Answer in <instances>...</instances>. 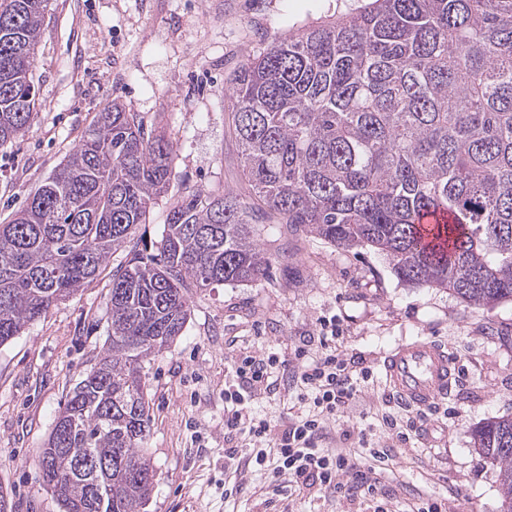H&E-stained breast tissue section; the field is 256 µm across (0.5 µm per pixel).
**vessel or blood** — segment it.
I'll list each match as a JSON object with an SVG mask.
<instances>
[{
  "label": "vessel or blood",
  "mask_w": 512,
  "mask_h": 512,
  "mask_svg": "<svg viewBox=\"0 0 512 512\" xmlns=\"http://www.w3.org/2000/svg\"><path fill=\"white\" fill-rule=\"evenodd\" d=\"M389 387L401 403L427 408L447 397L457 361L441 345L418 340L398 345L382 363Z\"/></svg>",
  "instance_id": "obj_1"
}]
</instances>
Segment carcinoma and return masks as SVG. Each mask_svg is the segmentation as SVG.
I'll return each mask as SVG.
<instances>
[{
  "label": "carcinoma",
  "mask_w": 512,
  "mask_h": 512,
  "mask_svg": "<svg viewBox=\"0 0 512 512\" xmlns=\"http://www.w3.org/2000/svg\"><path fill=\"white\" fill-rule=\"evenodd\" d=\"M46 8L0 0L1 148L42 107L33 62ZM229 90L250 200L175 198L159 257L135 233L175 178L173 146L115 100L0 224V345L129 249L112 272L104 353L40 454L64 512H145L156 472L142 362L182 335L187 288L265 275L257 216L373 249L401 281L469 305L512 301V0H369L248 56ZM473 444L499 468L500 512H512V417L475 427Z\"/></svg>",
  "instance_id": "cac0c4a2"
}]
</instances>
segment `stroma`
I'll return each instance as SVG.
<instances>
[{"label": "stroma", "mask_w": 512, "mask_h": 512, "mask_svg": "<svg viewBox=\"0 0 512 512\" xmlns=\"http://www.w3.org/2000/svg\"><path fill=\"white\" fill-rule=\"evenodd\" d=\"M337 0H48L34 59L44 106L13 146L0 148V224L73 151L96 112L119 100L172 141L176 177L136 236L155 253L167 208L186 190L248 196L228 131V78L249 54L335 15ZM272 259L259 280L191 289L182 336L144 364L151 398L148 452L157 471L147 512H405L437 500L447 512H499V469L475 453L481 423L512 415V302L487 309L440 288H412L371 249L346 251L285 224L255 226ZM117 250L90 286L0 345V487L14 512H61L42 481L39 451L76 384L108 339L107 294ZM336 319L345 358L368 369L350 416L329 422L323 447L344 432L391 447L373 495L296 489L275 495L270 467L251 461L243 433L224 431L231 364L273 354L270 389L254 392V417L276 430L311 414L296 380V349L317 361L321 322ZM448 345L461 377L447 399L416 411L389 391L380 366L398 344ZM410 440L396 445L384 416ZM236 456H226V449Z\"/></svg>", "instance_id": "1"}]
</instances>
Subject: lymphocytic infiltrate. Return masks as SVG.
Wrapping results in <instances>:
<instances>
[{"mask_svg": "<svg viewBox=\"0 0 512 512\" xmlns=\"http://www.w3.org/2000/svg\"><path fill=\"white\" fill-rule=\"evenodd\" d=\"M295 357L299 361L297 378L314 406L312 415L292 422L278 434L272 433L269 422L253 417L245 392L267 385L277 357L247 355L234 363L242 389L224 391L225 429L247 433L256 445V464L273 463L275 474L287 478L290 486L333 488L347 494L375 492L369 475L387 458L386 449L328 450L319 445L326 422L352 410L360 400L361 388L350 361L333 351L310 364L304 363L303 351H296Z\"/></svg>", "mask_w": 512, "mask_h": 512, "instance_id": "1", "label": "lymphocytic infiltrate"}]
</instances>
